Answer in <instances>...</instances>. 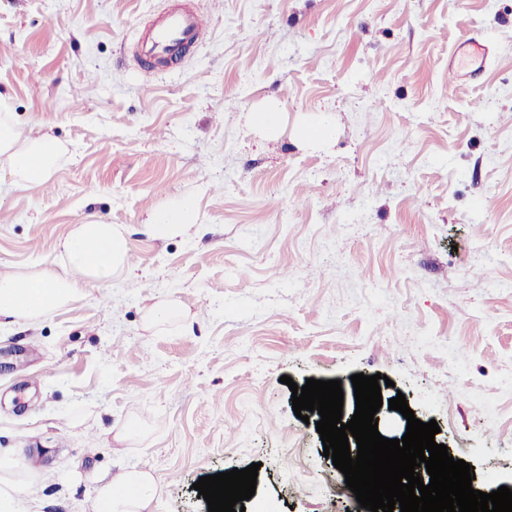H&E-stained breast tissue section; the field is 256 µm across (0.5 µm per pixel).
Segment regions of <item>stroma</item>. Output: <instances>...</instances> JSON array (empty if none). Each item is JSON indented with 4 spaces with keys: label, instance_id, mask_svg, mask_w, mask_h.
I'll return each instance as SVG.
<instances>
[{
    "label": "stroma",
    "instance_id": "1",
    "mask_svg": "<svg viewBox=\"0 0 512 512\" xmlns=\"http://www.w3.org/2000/svg\"><path fill=\"white\" fill-rule=\"evenodd\" d=\"M169 7L209 32L140 69ZM472 35L493 59L449 83ZM0 91L67 148L0 196V273L67 275L88 216L128 240L111 284L0 329V448L39 457L37 512H92L133 468L150 512H204L199 478L254 463L270 512H365L307 491L345 477L290 390L357 373L512 486V0H0ZM180 196L199 228L149 236ZM164 301L191 331L146 327Z\"/></svg>",
    "mask_w": 512,
    "mask_h": 512
}]
</instances>
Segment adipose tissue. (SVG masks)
Masks as SVG:
<instances>
[{
    "label": "adipose tissue",
    "instance_id": "adipose-tissue-1",
    "mask_svg": "<svg viewBox=\"0 0 512 512\" xmlns=\"http://www.w3.org/2000/svg\"><path fill=\"white\" fill-rule=\"evenodd\" d=\"M0 93V192L12 187H39L51 180L66 149L48 133H26L9 112ZM198 220L195 202L181 197L155 211L146 226L149 235H185ZM128 245L121 226L87 220L72 225L62 243L68 269L0 274V318L14 324L35 321L77 300L82 284H111L126 265ZM23 467L0 452V512H34L30 486L21 479ZM154 481L148 471L130 469L105 481L97 490L94 512H146Z\"/></svg>",
    "mask_w": 512,
    "mask_h": 512
}]
</instances>
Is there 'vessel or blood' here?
<instances>
[{
  "mask_svg": "<svg viewBox=\"0 0 512 512\" xmlns=\"http://www.w3.org/2000/svg\"><path fill=\"white\" fill-rule=\"evenodd\" d=\"M205 33L201 17L194 11L171 8L161 13L146 28L138 45L144 59L171 56L180 46L200 42ZM490 49L478 37H468L454 47L448 63L449 72L458 81L483 72L489 63Z\"/></svg>",
  "mask_w": 512,
  "mask_h": 512,
  "instance_id": "vessel-or-blood-1",
  "label": "vessel or blood"
}]
</instances>
